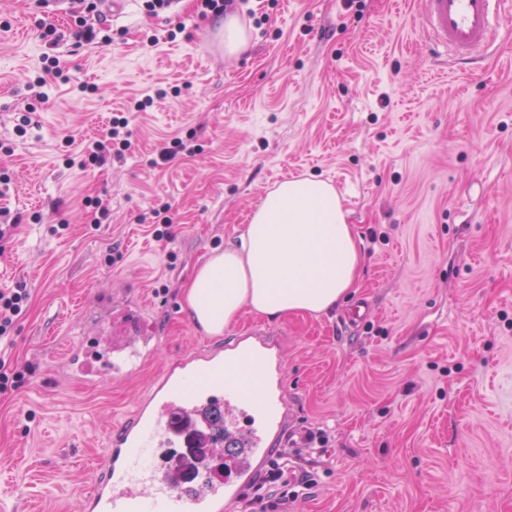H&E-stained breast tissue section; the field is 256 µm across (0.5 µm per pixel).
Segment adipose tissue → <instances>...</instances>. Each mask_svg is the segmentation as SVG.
I'll return each mask as SVG.
<instances>
[{
  "instance_id": "ef3b65f1",
  "label": "adipose tissue",
  "mask_w": 512,
  "mask_h": 512,
  "mask_svg": "<svg viewBox=\"0 0 512 512\" xmlns=\"http://www.w3.org/2000/svg\"><path fill=\"white\" fill-rule=\"evenodd\" d=\"M360 262L339 196L323 179L297 178L267 193L236 241L195 269L184 298L195 326L220 336L245 308L270 318L336 307Z\"/></svg>"
}]
</instances>
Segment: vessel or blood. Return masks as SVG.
Segmentation results:
<instances>
[{
	"mask_svg": "<svg viewBox=\"0 0 512 512\" xmlns=\"http://www.w3.org/2000/svg\"><path fill=\"white\" fill-rule=\"evenodd\" d=\"M511 16L512 0H422L429 43L459 63L485 51L496 26ZM156 346L155 336L133 324L129 342L112 358L113 378L131 373ZM280 370L276 346L263 340L169 368L113 431L82 512H224L238 504L267 466L273 444L288 436ZM198 433L241 447L231 477L216 480L203 470L186 477L166 465L165 449L187 447Z\"/></svg>",
	"mask_w": 512,
	"mask_h": 512,
	"instance_id": "vessel-or-blood-1",
	"label": "vessel or blood"
}]
</instances>
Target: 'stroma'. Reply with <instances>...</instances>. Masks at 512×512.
Listing matches in <instances>:
<instances>
[{"label":"stroma","mask_w":512,"mask_h":512,"mask_svg":"<svg viewBox=\"0 0 512 512\" xmlns=\"http://www.w3.org/2000/svg\"><path fill=\"white\" fill-rule=\"evenodd\" d=\"M420 8L235 0L248 42L212 58L194 0L156 17L129 0L109 41L80 48L38 35L42 21L70 28L59 5L0 0V143L13 149L0 209L22 218L0 289L30 291L12 352L38 366L0 394V512H80L113 428L163 369L250 328L279 344L289 435L327 438L288 445L314 478L290 512H512V22L460 65L427 51ZM48 53L64 76L35 106L25 83ZM160 88L128 112L124 158L79 166L113 114ZM177 136L195 155L150 167ZM300 176L328 181L349 212L363 254L349 297L317 315L245 309L204 335L183 299L191 273ZM166 205L172 238L158 241ZM361 300L367 316L344 328ZM130 316L159 345L116 380L103 346Z\"/></svg>","instance_id":"obj_1"}]
</instances>
